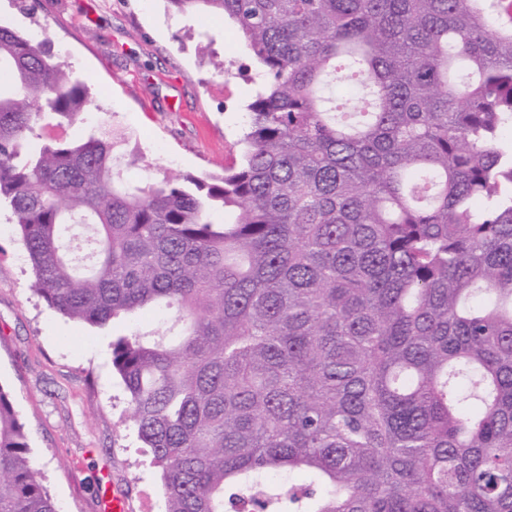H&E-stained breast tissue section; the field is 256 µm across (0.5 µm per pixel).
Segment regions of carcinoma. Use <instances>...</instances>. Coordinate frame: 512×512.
<instances>
[{
  "instance_id": "obj_1",
  "label": "carcinoma",
  "mask_w": 512,
  "mask_h": 512,
  "mask_svg": "<svg viewBox=\"0 0 512 512\" xmlns=\"http://www.w3.org/2000/svg\"><path fill=\"white\" fill-rule=\"evenodd\" d=\"M264 77L241 163L132 184L0 25V202L35 292L112 339L166 512H512V0H168ZM359 96L338 112L331 88ZM0 512H58L0 386Z\"/></svg>"
}]
</instances>
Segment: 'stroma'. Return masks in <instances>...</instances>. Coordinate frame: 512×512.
Returning <instances> with one entry per match:
<instances>
[{"instance_id": "35a3bbf8", "label": "stroma", "mask_w": 512, "mask_h": 512, "mask_svg": "<svg viewBox=\"0 0 512 512\" xmlns=\"http://www.w3.org/2000/svg\"><path fill=\"white\" fill-rule=\"evenodd\" d=\"M0 0V24L33 42L50 40L56 60L96 104L74 125L40 120L43 133L87 135L100 120L132 128L125 180L219 175L238 160L257 86L256 66L235 27L169 0ZM223 61L217 73L214 61ZM9 208H0V384L28 430L31 456L59 512H101L99 491L123 494L130 512H165L157 468L128 417L112 371L113 337L155 328L145 314L102 329L77 323L34 291Z\"/></svg>"}]
</instances>
